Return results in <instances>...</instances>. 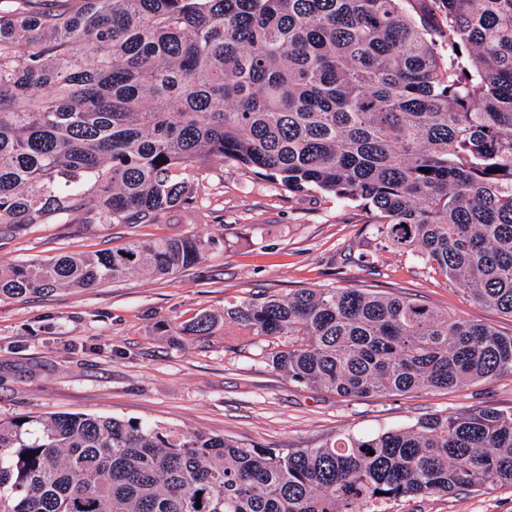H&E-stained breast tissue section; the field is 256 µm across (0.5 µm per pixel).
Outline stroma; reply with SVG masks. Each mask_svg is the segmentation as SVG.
<instances>
[{
	"mask_svg": "<svg viewBox=\"0 0 512 512\" xmlns=\"http://www.w3.org/2000/svg\"><path fill=\"white\" fill-rule=\"evenodd\" d=\"M193 207L154 224H34L0 237V267L131 240L198 235L216 244L195 266L93 288L0 301V417L77 412L223 435L273 448H313L432 414L512 410V376L406 396L345 399L297 384L263 357L266 339L233 324L208 336L179 328L245 299L303 288L414 295L511 336L512 318L480 306L398 251L375 252L360 209L297 194L233 164L201 166ZM387 512H512V486L416 497Z\"/></svg>",
	"mask_w": 512,
	"mask_h": 512,
	"instance_id": "1",
	"label": "stroma"
}]
</instances>
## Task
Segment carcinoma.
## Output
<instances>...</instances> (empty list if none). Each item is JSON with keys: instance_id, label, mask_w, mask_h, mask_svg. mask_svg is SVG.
Wrapping results in <instances>:
<instances>
[{"instance_id": "1", "label": "carcinoma", "mask_w": 512, "mask_h": 512, "mask_svg": "<svg viewBox=\"0 0 512 512\" xmlns=\"http://www.w3.org/2000/svg\"><path fill=\"white\" fill-rule=\"evenodd\" d=\"M0 9V232L153 224L201 160L320 191L463 296L512 316V0H12ZM429 169L428 173L421 169ZM215 241L132 240L0 269V299L195 266ZM343 398L512 375V335L408 295L306 288L221 320ZM512 485V411L429 415L315 448L82 413L0 418V512H385ZM201 508H196V505Z\"/></svg>"}]
</instances>
